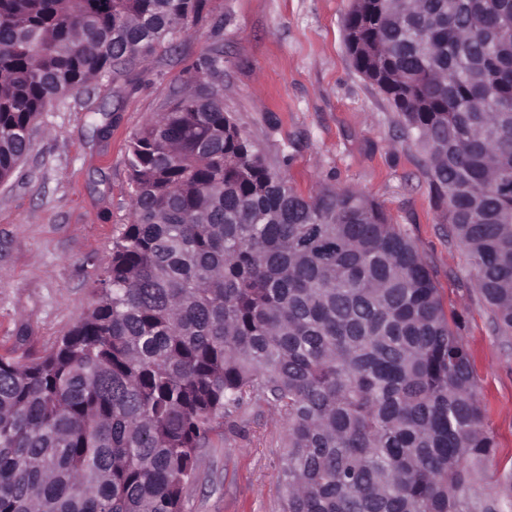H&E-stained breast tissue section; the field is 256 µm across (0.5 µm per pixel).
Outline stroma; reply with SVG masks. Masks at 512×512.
<instances>
[{"instance_id": "obj_1", "label": "stroma", "mask_w": 512, "mask_h": 512, "mask_svg": "<svg viewBox=\"0 0 512 512\" xmlns=\"http://www.w3.org/2000/svg\"><path fill=\"white\" fill-rule=\"evenodd\" d=\"M350 0H208L188 34L146 61L54 102L32 131L18 178L0 183V354L41 357L93 302V282L130 212L126 147L217 58L224 109L271 168L305 195L351 187L381 204L419 245L462 335L496 441L486 467L512 466V336L493 330L472 271L435 207L426 156L387 101L352 68L343 43ZM285 424L255 407L243 437L213 436L183 512H279Z\"/></svg>"}]
</instances>
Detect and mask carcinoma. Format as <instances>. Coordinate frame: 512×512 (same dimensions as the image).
I'll use <instances>...</instances> for the list:
<instances>
[{
    "label": "carcinoma",
    "instance_id": "carcinoma-1",
    "mask_svg": "<svg viewBox=\"0 0 512 512\" xmlns=\"http://www.w3.org/2000/svg\"><path fill=\"white\" fill-rule=\"evenodd\" d=\"M207 0H0V182L42 112L186 34ZM354 70L427 154L431 197L512 335V0H352ZM204 57L129 140V221L53 351L0 355V512H182L213 435L284 417L282 512H512L461 322L381 204L305 197Z\"/></svg>",
    "mask_w": 512,
    "mask_h": 512
}]
</instances>
